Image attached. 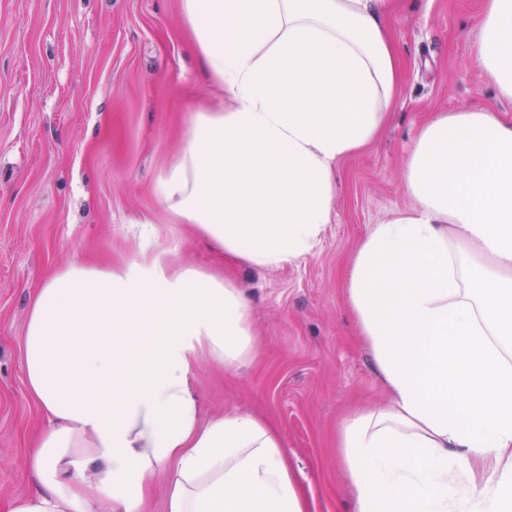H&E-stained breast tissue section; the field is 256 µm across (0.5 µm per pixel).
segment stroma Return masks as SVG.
Masks as SVG:
<instances>
[{"label": "stroma", "instance_id": "stroma-1", "mask_svg": "<svg viewBox=\"0 0 512 512\" xmlns=\"http://www.w3.org/2000/svg\"><path fill=\"white\" fill-rule=\"evenodd\" d=\"M402 75L376 138L337 168L330 224L280 269L230 266L175 223L158 195L199 109L229 104L205 74L179 0H0V512L32 491L27 457L44 427L21 348L31 297L79 263L105 269L168 247L232 277L256 348L230 371L200 359L202 417L251 410L281 431L314 512H351L336 430L390 396L346 304L360 242L413 201L404 159L433 113L512 101L473 63L483 0H393Z\"/></svg>", "mask_w": 512, "mask_h": 512}]
</instances>
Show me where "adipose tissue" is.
I'll list each match as a JSON object with an SVG mask.
<instances>
[{
    "instance_id": "obj_1",
    "label": "adipose tissue",
    "mask_w": 512,
    "mask_h": 512,
    "mask_svg": "<svg viewBox=\"0 0 512 512\" xmlns=\"http://www.w3.org/2000/svg\"><path fill=\"white\" fill-rule=\"evenodd\" d=\"M206 72L232 100L201 112L160 196L225 259L309 254L336 169L373 140L399 83L390 0H181ZM475 65L512 100V0H485ZM415 205L375 225L347 302L392 403L337 437L352 512H512V120L431 115L409 152ZM73 264L32 296L27 389L49 423L38 480L7 512H310L278 428L245 410L199 420L200 358L254 347L239 288L176 265Z\"/></svg>"
}]
</instances>
